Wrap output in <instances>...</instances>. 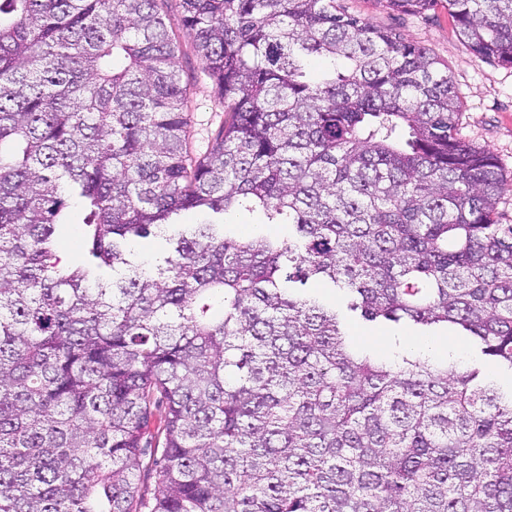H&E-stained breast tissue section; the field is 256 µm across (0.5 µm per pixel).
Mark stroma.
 <instances>
[{"instance_id":"1","label":"stroma","mask_w":512,"mask_h":512,"mask_svg":"<svg viewBox=\"0 0 512 512\" xmlns=\"http://www.w3.org/2000/svg\"><path fill=\"white\" fill-rule=\"evenodd\" d=\"M342 6L374 26L426 46L447 65L462 103L461 137L492 152L504 175L512 179V67L475 58L457 37L447 6H436L424 17L391 11L381 0H342ZM166 14L169 31L181 42L176 63L187 85L190 122L186 149L191 157L200 158L210 149L225 114L217 103L212 80L184 33L179 0H167ZM346 328L356 343L374 347L382 357L407 351L412 336L409 327L371 323L354 314L349 315Z\"/></svg>"}]
</instances>
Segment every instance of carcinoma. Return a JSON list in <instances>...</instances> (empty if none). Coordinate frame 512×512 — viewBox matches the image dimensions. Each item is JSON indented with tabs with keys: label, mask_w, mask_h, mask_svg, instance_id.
<instances>
[{
	"label": "carcinoma",
	"mask_w": 512,
	"mask_h": 512,
	"mask_svg": "<svg viewBox=\"0 0 512 512\" xmlns=\"http://www.w3.org/2000/svg\"><path fill=\"white\" fill-rule=\"evenodd\" d=\"M165 2L0 0V512H512V184L448 67L337 0H181L227 112L194 161ZM380 2L512 65V0ZM256 210L294 234L226 232ZM311 278L487 365L361 350ZM61 264H76L83 259V245L81 243V229L75 224L68 231L58 250ZM439 338H447L452 340L458 346L457 355H434L437 357H448L455 365L461 369L470 368L475 364H479L483 360V356L476 348L475 344L466 336H461L456 333H443ZM448 340H426L424 342H417L416 345L424 350L426 354L444 353L453 350V345Z\"/></svg>",
	"instance_id": "1"
}]
</instances>
